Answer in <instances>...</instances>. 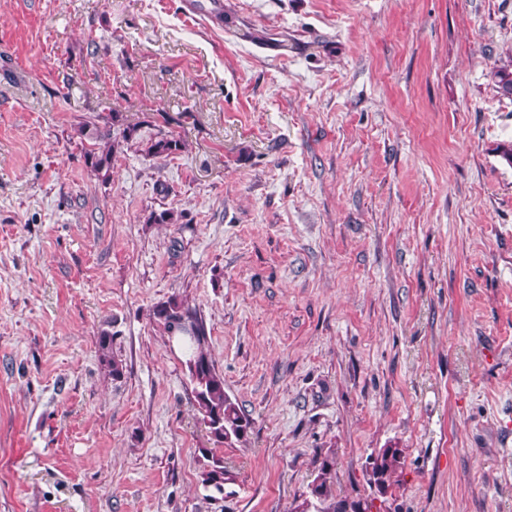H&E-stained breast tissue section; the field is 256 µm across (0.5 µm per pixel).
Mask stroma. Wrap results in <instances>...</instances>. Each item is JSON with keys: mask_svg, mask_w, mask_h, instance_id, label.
<instances>
[{"mask_svg": "<svg viewBox=\"0 0 512 512\" xmlns=\"http://www.w3.org/2000/svg\"><path fill=\"white\" fill-rule=\"evenodd\" d=\"M222 2L0 0V512H292L329 447L363 495L403 450L391 512H512V0ZM173 295L252 421L220 494ZM86 118L76 128L77 134L90 142L84 155L86 164L92 172L107 179L112 169L113 154L135 139L137 127L125 125L120 112H109L105 116L97 113ZM97 352L101 366L106 370L112 380H119L124 375L122 359L112 350V333L103 329L97 336Z\"/></svg>", "mask_w": 512, "mask_h": 512, "instance_id": "stroma-1", "label": "stroma"}]
</instances>
